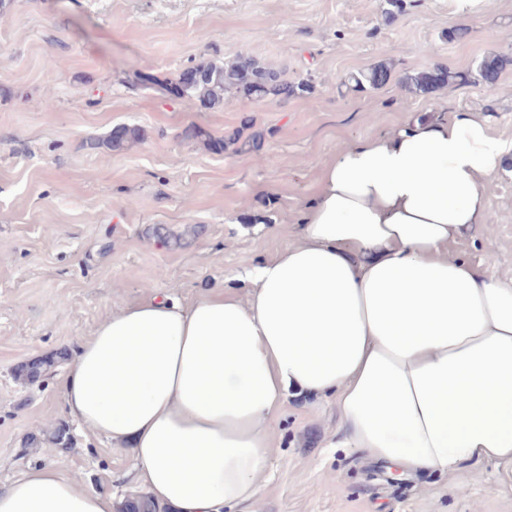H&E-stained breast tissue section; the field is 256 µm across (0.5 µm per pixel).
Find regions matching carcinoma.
Segmentation results:
<instances>
[{
	"mask_svg": "<svg viewBox=\"0 0 512 512\" xmlns=\"http://www.w3.org/2000/svg\"><path fill=\"white\" fill-rule=\"evenodd\" d=\"M507 63V58L503 56L489 55L482 58L475 69L466 76L438 68L407 75L405 86L408 91L415 94L431 93L456 82L458 78L474 84L492 86L498 81ZM194 70L196 78L183 86L182 96L194 98L207 108L222 104L228 94L240 95L250 100H269L297 97L312 90L309 82H290L280 71L242 52L229 54L222 61L198 64L194 66ZM391 73V65L380 63L349 74L343 86L352 92H365L386 84ZM183 137L200 140L209 150L218 153L229 149L237 154L257 152L264 142V133L253 129V123L249 119L244 122L242 128L227 136L214 137L199 127L189 126L183 131ZM139 139L138 129L120 126L99 141V144L110 150H121ZM200 232L201 227L197 225L188 226L181 232H174L161 224L153 228L155 237L175 248L188 245ZM63 357L65 352L59 351L21 364L15 369V376L25 384L34 385L48 376ZM48 440L60 448L71 445V436L61 423L48 432ZM121 512H169V508L148 496L139 495L127 498L121 505Z\"/></svg>",
	"mask_w": 512,
	"mask_h": 512,
	"instance_id": "carcinoma-1",
	"label": "carcinoma"
}]
</instances>
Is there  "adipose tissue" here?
<instances>
[{
	"label": "adipose tissue",
	"instance_id": "1",
	"mask_svg": "<svg viewBox=\"0 0 512 512\" xmlns=\"http://www.w3.org/2000/svg\"><path fill=\"white\" fill-rule=\"evenodd\" d=\"M512 142L461 114L340 150L292 243L246 295L150 296L106 315L60 379L67 417L172 512H262L290 391L335 395L348 444L406 474L512 464V280L450 246L489 226ZM0 512H115L47 464L0 485Z\"/></svg>",
	"mask_w": 512,
	"mask_h": 512
}]
</instances>
